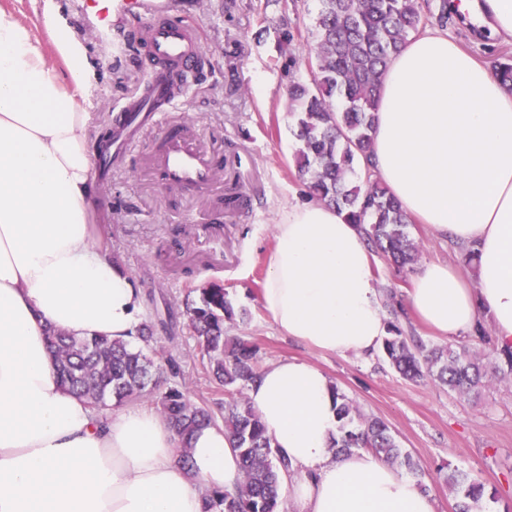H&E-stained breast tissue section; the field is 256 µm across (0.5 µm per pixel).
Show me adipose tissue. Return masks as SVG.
<instances>
[{"label": "adipose tissue", "instance_id": "obj_1", "mask_svg": "<svg viewBox=\"0 0 512 512\" xmlns=\"http://www.w3.org/2000/svg\"><path fill=\"white\" fill-rule=\"evenodd\" d=\"M458 9L512 39V0ZM44 23L62 67L0 9V512H205L208 490L242 476L223 427L193 433L186 466L158 411H95L56 376L47 328L135 343L141 296L97 242L91 115L76 101L94 66L55 11ZM369 164L408 215L478 248L471 280L421 265L411 310L442 336L483 323L512 346V89L446 30H426L388 63ZM266 266L262 304L283 335L340 355L381 345L365 240L337 209L289 207ZM247 397L294 468L288 512H434L430 495L370 451L333 455L336 403L317 366L274 362Z\"/></svg>", "mask_w": 512, "mask_h": 512}]
</instances>
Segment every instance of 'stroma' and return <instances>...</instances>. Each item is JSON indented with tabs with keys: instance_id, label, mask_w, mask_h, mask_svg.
<instances>
[{
	"instance_id": "1",
	"label": "stroma",
	"mask_w": 512,
	"mask_h": 512,
	"mask_svg": "<svg viewBox=\"0 0 512 512\" xmlns=\"http://www.w3.org/2000/svg\"><path fill=\"white\" fill-rule=\"evenodd\" d=\"M172 14L192 28L207 58L205 77L190 81L158 126L144 130L129 148L113 154L108 179L98 180L96 221L111 253L118 256L142 298L143 322L174 315V340L165 341L189 398L216 408L226 395L210 379L184 316L191 288L224 284L235 309L246 310L236 335L260 348V364L286 358L319 366L338 390L368 416L385 421L401 448L420 463L434 512H454L455 497L442 473L452 467L480 472L496 501L485 512H512V378L487 387L480 398H463L435 385L400 377L382 352L358 357L320 354L282 335L263 309L261 295L274 226L288 206L308 201L295 167L296 122L288 106L290 81L308 79L306 59L316 0H165ZM37 39L52 64H59L44 26L46 9L59 11L71 35L86 49L95 75L76 94L92 115V137L111 127L113 110L136 96L145 72L134 52L120 50L124 34L146 20H115L100 36L81 0H0ZM295 34L278 42L280 15ZM445 25L457 43L480 63L502 62L504 41L479 36L476 24L449 11ZM177 126L220 167L209 193L160 185L146 165L165 128ZM240 186L252 200L248 215L224 211V193ZM421 262L441 261L472 275L461 252L435 238L424 224H411Z\"/></svg>"
}]
</instances>
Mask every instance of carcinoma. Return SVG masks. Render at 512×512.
<instances>
[{
	"label": "carcinoma",
	"instance_id": "cac0c4a2",
	"mask_svg": "<svg viewBox=\"0 0 512 512\" xmlns=\"http://www.w3.org/2000/svg\"><path fill=\"white\" fill-rule=\"evenodd\" d=\"M314 19L313 68L310 82L289 87V112L297 119L298 175L311 198L344 213L360 226L368 248L399 268L414 264L419 245L411 237L410 216L392 197L368 164L375 110L389 59L405 45L421 22V0H319ZM198 302L186 307L188 328L196 348L207 360L215 384L224 388V436L238 451L242 478L232 491L206 493V512H279L283 484L294 473L278 454L244 390L260 374V348L229 330L245 314H237L224 285L211 282L198 289ZM396 291H386L391 320L382 350L404 379L434 384L463 396L478 397L495 379L512 375V347L500 348L482 324L473 337L454 347L427 346L407 337ZM138 345L106 338H87L47 330L54 368L61 385L100 411L154 393L164 353L157 350L154 326L142 323ZM338 429L335 453L358 448L403 469L426 491L423 472L397 444L381 419L363 415L359 407L336 392ZM157 404L178 436L177 451L188 463L193 432L217 424L207 407L194 403L177 383L162 392ZM448 488L460 497L456 512H475L487 493L481 474L448 471Z\"/></svg>",
	"mask_w": 512,
	"mask_h": 512
}]
</instances>
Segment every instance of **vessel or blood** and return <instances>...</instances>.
Listing matches in <instances>:
<instances>
[{"label":"vessel or blood","mask_w":512,"mask_h":512,"mask_svg":"<svg viewBox=\"0 0 512 512\" xmlns=\"http://www.w3.org/2000/svg\"><path fill=\"white\" fill-rule=\"evenodd\" d=\"M95 12L102 28L111 29L113 15L140 9L144 0H84ZM144 38L146 60L150 66L140 93L122 107L117 121L118 132H125L144 122L159 121L170 111L180 90L173 83L176 72L200 68L204 54L192 30L182 21L157 13L147 25ZM155 170L160 179L171 183L213 184L217 179L214 165L186 137L169 136L157 159Z\"/></svg>","instance_id":"vessel-or-blood-1"}]
</instances>
